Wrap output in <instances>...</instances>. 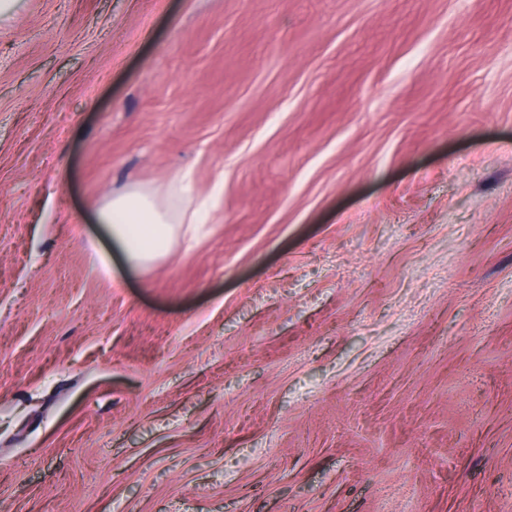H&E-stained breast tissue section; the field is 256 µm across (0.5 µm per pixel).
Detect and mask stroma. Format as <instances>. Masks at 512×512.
I'll return each instance as SVG.
<instances>
[{
    "mask_svg": "<svg viewBox=\"0 0 512 512\" xmlns=\"http://www.w3.org/2000/svg\"><path fill=\"white\" fill-rule=\"evenodd\" d=\"M0 512H512V0H14ZM205 208L198 204L187 219L186 210L176 216L161 211L149 196L139 190L110 199L98 211L100 224H105L114 245L133 267L152 263L171 248L173 224H203Z\"/></svg>",
    "mask_w": 512,
    "mask_h": 512,
    "instance_id": "stroma-1",
    "label": "stroma"
}]
</instances>
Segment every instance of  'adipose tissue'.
<instances>
[{"label": "adipose tissue", "mask_w": 512, "mask_h": 512, "mask_svg": "<svg viewBox=\"0 0 512 512\" xmlns=\"http://www.w3.org/2000/svg\"><path fill=\"white\" fill-rule=\"evenodd\" d=\"M204 214L201 205L189 213L170 214L158 209L147 194L134 190L110 199L97 217L106 225L125 261L141 267L169 252L176 225L203 223Z\"/></svg>", "instance_id": "adipose-tissue-1"}]
</instances>
